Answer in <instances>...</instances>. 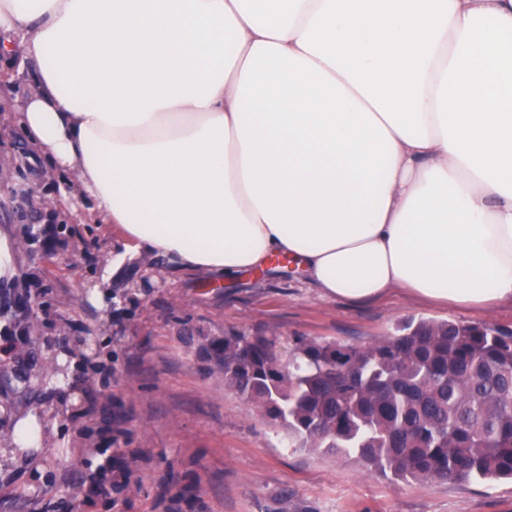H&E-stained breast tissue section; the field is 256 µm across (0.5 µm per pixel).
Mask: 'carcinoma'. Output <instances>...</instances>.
<instances>
[{
	"mask_svg": "<svg viewBox=\"0 0 512 512\" xmlns=\"http://www.w3.org/2000/svg\"><path fill=\"white\" fill-rule=\"evenodd\" d=\"M224 387L303 448L429 482L512 478V331L407 321L367 344L224 335Z\"/></svg>",
	"mask_w": 512,
	"mask_h": 512,
	"instance_id": "obj_1",
	"label": "carcinoma"
}]
</instances>
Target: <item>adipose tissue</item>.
Instances as JSON below:
<instances>
[{"instance_id": "1", "label": "adipose tissue", "mask_w": 512, "mask_h": 512, "mask_svg": "<svg viewBox=\"0 0 512 512\" xmlns=\"http://www.w3.org/2000/svg\"><path fill=\"white\" fill-rule=\"evenodd\" d=\"M37 158L126 243L512 301V0H0Z\"/></svg>"}]
</instances>
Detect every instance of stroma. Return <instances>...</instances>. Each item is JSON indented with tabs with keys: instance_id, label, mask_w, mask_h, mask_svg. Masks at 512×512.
<instances>
[{
	"instance_id": "stroma-1",
	"label": "stroma",
	"mask_w": 512,
	"mask_h": 512,
	"mask_svg": "<svg viewBox=\"0 0 512 512\" xmlns=\"http://www.w3.org/2000/svg\"><path fill=\"white\" fill-rule=\"evenodd\" d=\"M0 112V512H512V479L393 481L298 447L224 386L216 342L368 343L397 323L471 322L401 288L329 298L281 256L231 278L124 251L117 228L58 202L60 177ZM43 420L40 447L14 444ZM42 428L35 416L28 415L17 423L14 441L19 448L40 447Z\"/></svg>"
}]
</instances>
